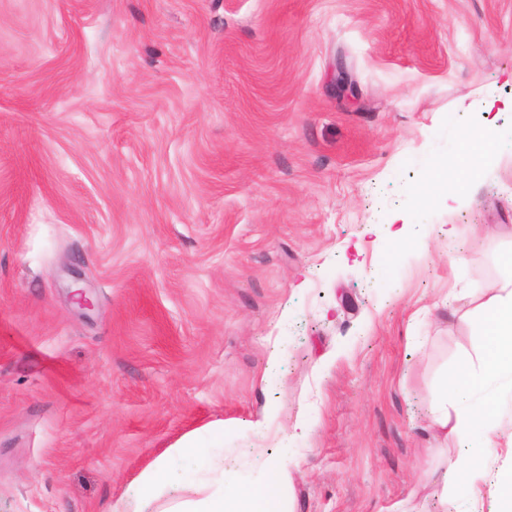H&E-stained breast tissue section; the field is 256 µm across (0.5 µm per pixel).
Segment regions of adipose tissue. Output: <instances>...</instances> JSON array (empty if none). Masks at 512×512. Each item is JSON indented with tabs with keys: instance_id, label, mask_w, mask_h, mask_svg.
Instances as JSON below:
<instances>
[{
	"instance_id": "adipose-tissue-1",
	"label": "adipose tissue",
	"mask_w": 512,
	"mask_h": 512,
	"mask_svg": "<svg viewBox=\"0 0 512 512\" xmlns=\"http://www.w3.org/2000/svg\"><path fill=\"white\" fill-rule=\"evenodd\" d=\"M501 276L494 294L477 327L484 340L479 366L462 368L444 381L436 392L430 410L429 426L434 432L463 433L470 424L479 427L477 445L483 449L500 445L512 447V428L504 427L495 412V400H474L473 395L493 378L512 381V253L500 258ZM457 401L449 409V401ZM199 452L196 440H186L159 457L139 475L135 488L146 501L167 494L171 485L174 460H188ZM265 479L258 485L242 483L234 472H223L217 488L203 498L180 499L171 512H271L269 505L283 502L288 476L284 468L270 458L263 459Z\"/></svg>"
}]
</instances>
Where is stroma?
Instances as JSON below:
<instances>
[{
  "mask_svg": "<svg viewBox=\"0 0 512 512\" xmlns=\"http://www.w3.org/2000/svg\"><path fill=\"white\" fill-rule=\"evenodd\" d=\"M488 97L512 0H0V512H132L214 426L292 512H471L428 421L512 252V112L436 168ZM498 133L490 123L470 138L461 142L464 152L474 158V161L481 160L486 155H492L493 147ZM197 444L196 439L186 440L171 448L167 454L159 457L153 465L141 472L134 486L147 503L167 494L171 485L173 461L193 458L201 449Z\"/></svg>",
  "mask_w": 512,
  "mask_h": 512,
  "instance_id": "35a3bbf8",
  "label": "stroma"
}]
</instances>
